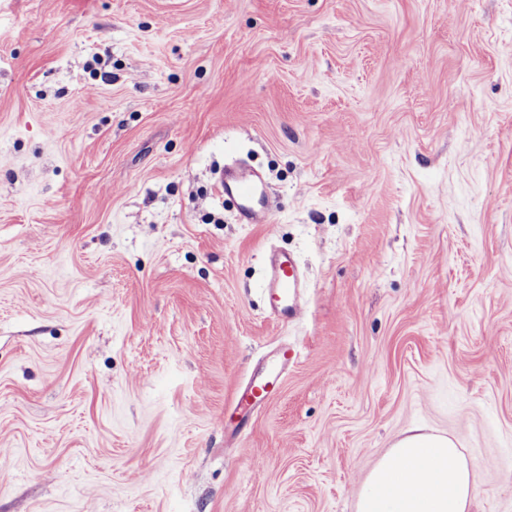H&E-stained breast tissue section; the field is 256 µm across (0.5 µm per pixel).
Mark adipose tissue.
Instances as JSON below:
<instances>
[{
    "mask_svg": "<svg viewBox=\"0 0 512 512\" xmlns=\"http://www.w3.org/2000/svg\"><path fill=\"white\" fill-rule=\"evenodd\" d=\"M475 485L454 440L409 430L363 482L358 512H471Z\"/></svg>",
    "mask_w": 512,
    "mask_h": 512,
    "instance_id": "obj_1",
    "label": "adipose tissue"
}]
</instances>
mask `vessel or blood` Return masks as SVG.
Returning a JSON list of instances; mask_svg holds the SVG:
<instances>
[{
    "label": "vessel or blood",
    "instance_id": "obj_1",
    "mask_svg": "<svg viewBox=\"0 0 512 512\" xmlns=\"http://www.w3.org/2000/svg\"><path fill=\"white\" fill-rule=\"evenodd\" d=\"M218 191L236 203L240 223H267V190L256 171L244 167L226 168L219 176ZM301 285L302 273L294 256L287 253L273 254L267 265L264 291L269 307L282 321L295 320L298 314L295 298ZM276 358V366L256 376L246 388L236 392L233 403L235 410L249 414L263 403L274 389L280 387L284 368L297 363L299 351L284 345L279 348Z\"/></svg>",
    "mask_w": 512,
    "mask_h": 512
}]
</instances>
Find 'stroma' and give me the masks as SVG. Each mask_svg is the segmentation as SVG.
<instances>
[{"label":"stroma","mask_w":512,"mask_h":512,"mask_svg":"<svg viewBox=\"0 0 512 512\" xmlns=\"http://www.w3.org/2000/svg\"><path fill=\"white\" fill-rule=\"evenodd\" d=\"M411 427L512 512V0H0V512H355ZM218 191L233 200L242 224L268 222V196L260 175L250 168H224L220 171ZM302 285V273L293 255L275 253L269 258L264 291L269 307L284 322L298 314L295 298ZM276 358V366L271 367L264 374L256 376L246 388L236 392L233 403L235 410L250 414L263 403L274 389L280 387L284 368L298 362L299 351L288 344L282 345Z\"/></svg>","instance_id":"1"}]
</instances>
